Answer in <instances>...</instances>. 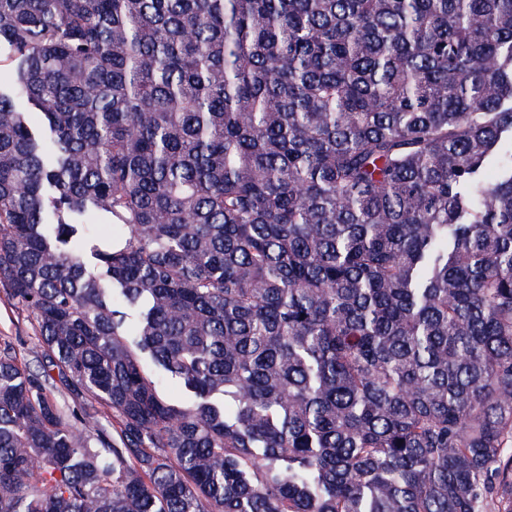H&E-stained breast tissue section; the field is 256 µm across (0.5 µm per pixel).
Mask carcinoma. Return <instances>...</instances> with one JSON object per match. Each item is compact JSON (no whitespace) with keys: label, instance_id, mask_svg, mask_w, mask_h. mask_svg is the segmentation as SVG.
<instances>
[{"label":"carcinoma","instance_id":"cac0c4a2","mask_svg":"<svg viewBox=\"0 0 512 512\" xmlns=\"http://www.w3.org/2000/svg\"><path fill=\"white\" fill-rule=\"evenodd\" d=\"M1 43L0 512H512V0H0ZM20 336L24 344L17 341ZM10 341L14 344L19 360L31 368H37L40 347L28 313L19 305L7 301L0 289V342Z\"/></svg>","mask_w":512,"mask_h":512}]
</instances>
